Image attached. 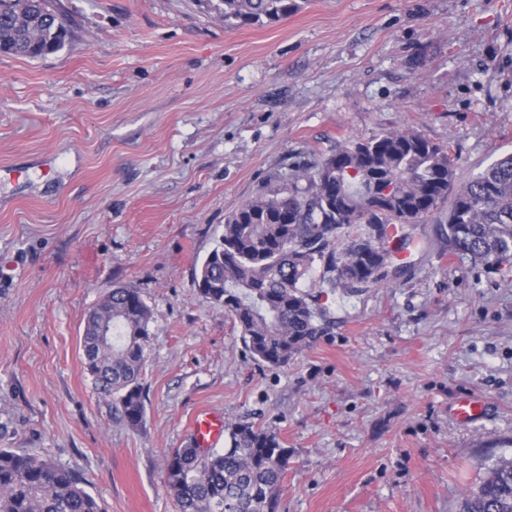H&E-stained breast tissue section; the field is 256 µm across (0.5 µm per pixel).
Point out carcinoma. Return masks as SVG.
I'll list each match as a JSON object with an SVG mask.
<instances>
[{
  "label": "carcinoma",
  "mask_w": 512,
  "mask_h": 512,
  "mask_svg": "<svg viewBox=\"0 0 512 512\" xmlns=\"http://www.w3.org/2000/svg\"><path fill=\"white\" fill-rule=\"evenodd\" d=\"M303 0H216L228 28L269 25ZM68 20L50 0H0V53L38 59L61 50ZM449 202L448 254L512 275V153L457 181L448 146L414 131L350 141L313 165H293L225 217L217 245L195 267L207 302L238 324L250 357L272 368L327 334L332 321L318 286L353 292L382 285L396 254L413 243L389 227L421 224ZM112 335L83 336L87 369L115 398L131 427L144 417L141 372L151 341V310L138 289L112 288L97 303ZM460 512H512V458L488 457ZM288 449L251 422L229 428L227 448L189 441L165 459L164 483L179 512H277ZM0 512H102L83 477L63 464L0 448Z\"/></svg>",
  "instance_id": "obj_1"
}]
</instances>
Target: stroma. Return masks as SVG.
<instances>
[{
  "instance_id": "35a3bbf8",
  "label": "stroma",
  "mask_w": 512,
  "mask_h": 512,
  "mask_svg": "<svg viewBox=\"0 0 512 512\" xmlns=\"http://www.w3.org/2000/svg\"><path fill=\"white\" fill-rule=\"evenodd\" d=\"M44 58L0 55V448L50 458L103 512H178L165 456L200 413L278 434V512H457L512 454V283L437 221L381 286L321 294L329 335L269 368L202 298L226 215L295 163L412 130L461 179L512 153V0H304L225 28L207 0H54ZM152 310L130 427L81 363L108 286ZM482 396L483 417L450 412Z\"/></svg>"
}]
</instances>
